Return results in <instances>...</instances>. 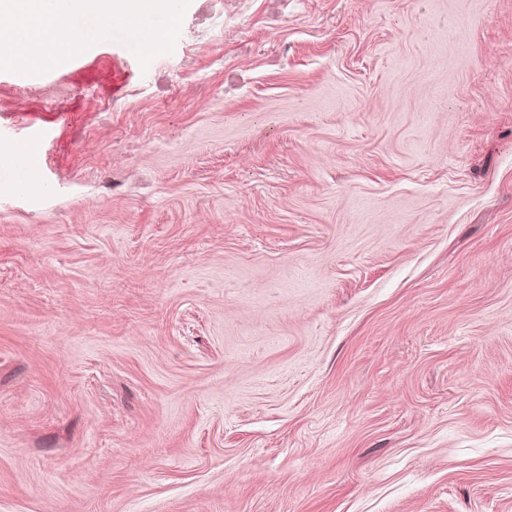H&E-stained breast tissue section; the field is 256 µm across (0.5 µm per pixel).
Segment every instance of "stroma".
Listing matches in <instances>:
<instances>
[{"label":"stroma","instance_id":"1","mask_svg":"<svg viewBox=\"0 0 512 512\" xmlns=\"http://www.w3.org/2000/svg\"><path fill=\"white\" fill-rule=\"evenodd\" d=\"M0 512H512V0L0 73Z\"/></svg>","mask_w":512,"mask_h":512}]
</instances>
